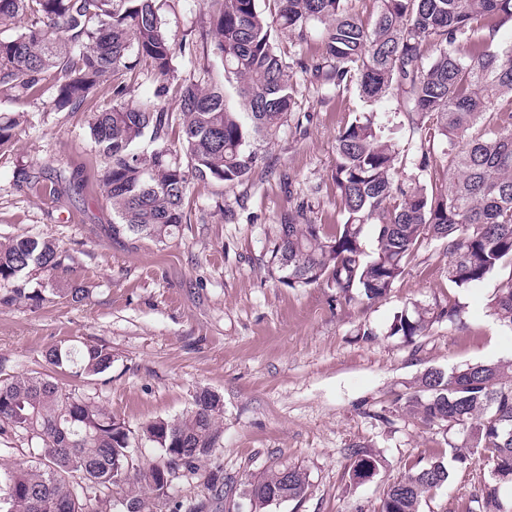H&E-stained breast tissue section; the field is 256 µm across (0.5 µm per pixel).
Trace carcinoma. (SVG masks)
<instances>
[{
  "mask_svg": "<svg viewBox=\"0 0 512 512\" xmlns=\"http://www.w3.org/2000/svg\"><path fill=\"white\" fill-rule=\"evenodd\" d=\"M208 30L206 54L220 61L223 79L200 68L181 85L178 112L160 97L169 92L176 47L156 0H0V88L28 96H52L54 111L81 107L106 87L112 104L92 113L91 140L104 159L101 182L117 217L112 239L151 238L166 243L183 224L190 181L242 183L258 162L254 140L272 137L296 105L290 66L277 37L303 39L322 27L327 56L296 66L323 77L336 89L357 88L379 103L396 95L387 119L362 112L336 136L331 179L344 214L342 224H318L313 205L301 201L276 225L267 254V275L288 277L290 288L324 285L336 300L373 302L390 292L405 266L427 240L444 244L448 282L456 293L446 303L414 305L394 316L391 336L412 342L444 318L457 320V292L509 270L491 304L500 324L512 327V49L484 44L485 20L512 22V0H379L369 20L352 12L349 0H201ZM23 29L3 37L18 23ZM160 79L154 100L132 96L129 74L140 59ZM235 83L245 111L229 107L225 83ZM180 126L183 156L166 146L138 152L145 135L164 139ZM18 116L0 115V151L14 142ZM417 136L420 158L403 178L396 165L403 128ZM32 267L55 277L58 246L29 235L0 241V283ZM53 370L89 377L112 368L104 344L80 348L52 345ZM405 398L407 412L426 426L464 430L466 443L451 447L453 462L473 464L482 449L493 462L489 478L472 492L466 512H505L503 485H512V362L476 363L448 372L429 370ZM223 403L208 389L177 420L142 426L162 460L133 463L130 430L90 397L77 396L52 376L16 373L0 379V430L25 434L36 443L46 468L23 462L0 473V512H90L75 483L126 492L128 512H153L168 477L193 474L221 437ZM353 484L373 479L381 460L363 446L347 449ZM441 461L417 468L384 490L379 512H421L425 495L448 482ZM250 485L290 500L303 498L305 469L278 463L252 477ZM212 497L193 512H211L224 499V470L209 474Z\"/></svg>",
  "mask_w": 512,
  "mask_h": 512,
  "instance_id": "1",
  "label": "carcinoma"
}]
</instances>
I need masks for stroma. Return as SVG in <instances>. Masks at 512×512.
<instances>
[{
  "mask_svg": "<svg viewBox=\"0 0 512 512\" xmlns=\"http://www.w3.org/2000/svg\"><path fill=\"white\" fill-rule=\"evenodd\" d=\"M161 17L174 44L198 40L206 16L196 0H163ZM297 107L269 140L250 178L234 186L191 181L189 219L176 237L113 242L114 220L99 181L103 160L89 138L91 112L107 93L76 110L52 112L29 96L0 93V113L22 116L17 142L0 152V240L25 234L58 244L62 270L51 278L33 270L16 286L41 289L34 306L9 301L0 286V375L51 373L45 350L53 344L111 347L109 371L68 378L66 390L94 397L131 430L132 453L142 463L159 453L143 436L152 420L177 419L206 388L224 403L223 432L196 474H179L169 500L192 512L208 498L205 474L222 467L220 512H251L248 480L277 461L302 466L309 489L299 500L263 512H378L389 484L418 463L450 459L461 430L423 426L400 400L429 369L512 360V329L497 323L490 304L504 281L494 274L461 291L462 317L433 324L409 343L388 335L394 315L413 304L448 298V256L442 242L423 245L381 300L337 304L334 290L292 289L264 270L268 240L296 202L314 206L317 223L339 224L330 179L336 133L354 113L368 111L356 90L336 91L293 69ZM44 184L58 172L76 188L36 192L19 182L22 169ZM82 288L80 303L56 297V287ZM376 332L362 339L361 325ZM375 450L383 466L372 482L346 476L349 446ZM492 465L475 458L451 467L447 485L430 491L423 512H462Z\"/></svg>",
  "mask_w": 512,
  "mask_h": 512,
  "instance_id": "35a3bbf8",
  "label": "stroma"
}]
</instances>
